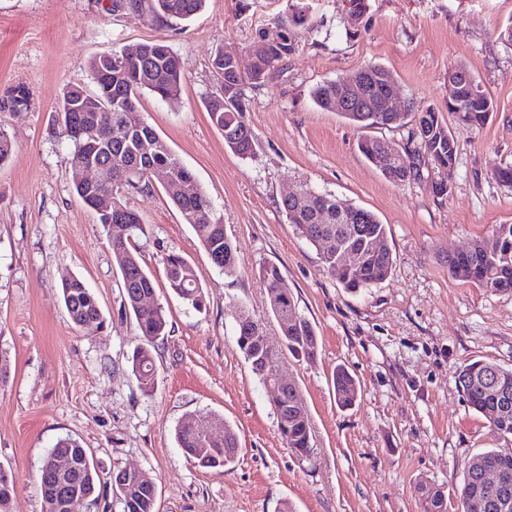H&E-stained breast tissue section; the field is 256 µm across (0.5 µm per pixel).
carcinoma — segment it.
Segmentation results:
<instances>
[{"instance_id":"cac0c4a2","label":"carcinoma","mask_w":512,"mask_h":512,"mask_svg":"<svg viewBox=\"0 0 512 512\" xmlns=\"http://www.w3.org/2000/svg\"><path fill=\"white\" fill-rule=\"evenodd\" d=\"M149 3L158 19L188 20L202 11L207 0H113V7L136 11L142 3ZM309 18L308 10L301 0L289 5L288 15L272 25L255 30L250 46L266 40L273 30L277 38L266 44L258 57L253 71L242 74L235 71L230 57L219 48L211 58V68L220 80L217 92L204 102L211 123L224 134L227 146L237 155L249 158L255 153L256 138L246 119L249 99L246 89L261 85L271 69L294 50L293 27L303 25ZM452 74L462 90L474 86L480 96L464 99L463 115L459 117L460 128L475 129L483 126L490 112L487 103L490 94L464 67ZM88 76L95 85L89 92L83 86H67L61 95L57 110V124L70 142L69 164L76 169L89 160L112 163V182L90 187L73 180L74 189L83 203L98 216L99 223L107 232L112 256L122 276L124 302L134 312L142 343L132 355V372L137 386L145 396L154 393L156 371L153 349L155 342L166 336L168 320L160 305L144 309L139 298L144 293L155 291L152 274L141 262L140 253L134 247L135 240L148 235L147 225L141 215L132 209L126 200L131 190L148 188L149 174L153 168H164L173 183L194 181V175L162 142L156 132L145 122L138 110L139 99L152 93L161 100L178 101L182 84V61L179 54L164 40L141 45L140 53L133 59L123 52L111 50L105 57L99 53L88 61ZM317 106L326 111H336V83L328 81L318 85L312 92ZM112 106L110 112H96V104ZM30 105L28 93L15 89L11 95L0 100V112L13 111L16 107ZM342 116L363 127H392L387 113L381 111L379 91L373 90ZM420 122L436 130L432 139H424L417 133V126L408 131L403 145L389 143L383 137L369 136L359 144L362 155L373 162L380 150L388 145L396 147L407 162L382 171L392 183L423 181L425 173L440 170V167L457 158L456 132L448 128L439 116V111L420 113ZM172 203L181 212L184 220L191 224L211 263L226 276L237 270V255L231 239L224 229L223 219L217 216L210 197L203 189L192 195L176 191L167 193ZM282 212L296 233L313 247L325 236L333 237L340 249L356 256V264L345 266L336 254L321 255L323 270L349 290L372 288L389 276L393 266V254L385 245L386 225L371 211L357 207H342L329 195L311 190L304 191V200L284 198ZM474 244L483 250L478 255L459 252L448 256V272L459 276L478 288L487 291L512 289V224H495L489 237L478 239ZM165 273L170 291L186 305L199 311L204 306V291L190 263L179 252L169 251L164 257ZM260 278L266 285L271 315L282 324L281 336L288 353L297 361H310L318 351V338L314 326L302 316L293 297L280 291V270L273 264L263 266ZM62 298L72 322L80 327L90 319H104L97 299L84 281L74 277L62 284ZM237 348L251 365L259 359V340L235 328ZM457 380L466 401L474 410L485 416L497 433L512 435V401L506 405H495L484 398L482 388L490 381L500 391L512 398V369L503 368L484 360L472 361L457 373ZM337 404L342 408L355 404L358 389L356 380L345 368L339 367L333 375ZM293 395H288L287 431L282 433L288 447L297 457L310 452L311 423L307 409L292 405ZM207 414H187L175 428V439L184 455L207 468H226L234 463L236 454L225 446H204L189 428L192 421L202 420ZM68 455L75 468L66 475L51 471L53 458ZM501 462L512 472V448H493L479 454L467 468L464 481L458 490L460 506L473 498L475 487L480 484V464ZM46 512H62L60 493L68 484H77L90 505L97 503L102 478L87 449L75 439H59L48 452L37 476ZM112 493L120 505V512H156V485L140 481L136 477L112 472L109 478ZM415 493L421 498L423 512H445L446 504L440 491L433 486L419 484Z\"/></svg>"}]
</instances>
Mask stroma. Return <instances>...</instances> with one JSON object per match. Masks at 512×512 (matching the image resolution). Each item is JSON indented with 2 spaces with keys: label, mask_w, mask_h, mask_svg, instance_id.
I'll list each match as a JSON object with an SVG mask.
<instances>
[{
  "label": "stroma",
  "mask_w": 512,
  "mask_h": 512,
  "mask_svg": "<svg viewBox=\"0 0 512 512\" xmlns=\"http://www.w3.org/2000/svg\"><path fill=\"white\" fill-rule=\"evenodd\" d=\"M295 48L248 89L252 157L227 147L203 106L217 79L219 47L246 54L256 27L288 10L287 0H208L187 22H160L149 8L116 10L112 0H0V97L24 88L27 110L0 112L14 142L0 166V467L19 484L9 512H44L37 475L64 436L88 448L102 476L139 467L156 482V512H423L417 483L442 488L447 512L468 463L491 448H512L467 404L456 382L465 363L512 368V293L490 292L448 271L449 255L512 224V186L493 177L512 165V0H367L344 21L345 0H308ZM166 40L180 55L179 100L146 93L139 110L209 194L237 248L238 270L215 269L190 224L166 196L161 176L127 200L148 224L138 242L154 278L169 333L155 344L156 388L144 396L131 372L140 342L124 304L120 271L94 211L73 191L70 146L55 111L69 83H88L94 54ZM383 66L402 90L400 127L375 134L405 143L415 116L448 110V73L466 67L491 95L488 122L458 133L447 196L422 182H389L357 144L365 131L323 110L319 84ZM375 213L388 231L393 267L376 287L354 292L322 268L317 250L281 211L300 186ZM186 256L204 289L194 310L169 290L163 258ZM279 267L282 285L315 327L316 357L299 362L281 349L259 277ZM95 294L104 325L76 327L61 299L65 279ZM262 319L278 346L281 373L304 397L311 454L296 458L281 438L263 386L235 343L240 314ZM345 366L359 383L355 405L336 404L332 374ZM233 427L240 450L225 469L198 466L174 439L187 414Z\"/></svg>",
  "instance_id": "obj_1"
}]
</instances>
